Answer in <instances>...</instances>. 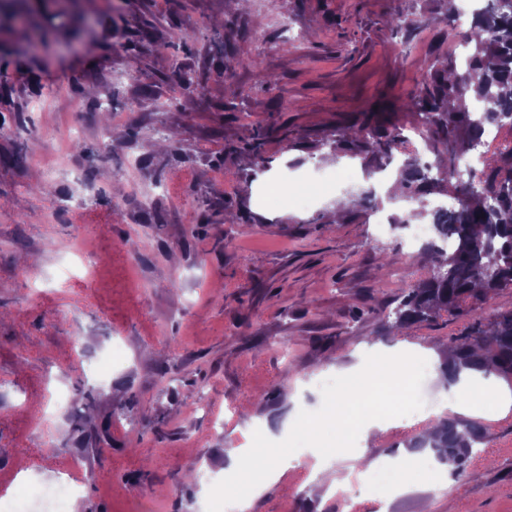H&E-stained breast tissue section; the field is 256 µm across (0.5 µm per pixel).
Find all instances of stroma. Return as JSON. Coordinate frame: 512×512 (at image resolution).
Returning a JSON list of instances; mask_svg holds the SVG:
<instances>
[{
  "label": "stroma",
  "instance_id": "stroma-1",
  "mask_svg": "<svg viewBox=\"0 0 512 512\" xmlns=\"http://www.w3.org/2000/svg\"><path fill=\"white\" fill-rule=\"evenodd\" d=\"M398 2L33 0L26 29L0 14V470L22 446L72 448L63 467L32 458L20 495L69 476L72 512H206L204 474L229 476L230 451L254 431L286 438L300 410L321 407L317 378L343 375L363 346L404 341L445 356L462 323L383 327L425 265L403 230H376L403 199L381 193L380 211L337 215V196L370 182L360 157L334 159L324 145L376 110L415 124L404 105L424 61L454 51L439 25L391 29ZM174 24L187 42L171 48ZM178 64L203 89L188 108ZM78 81L111 100L108 123L82 105ZM70 124L80 146L61 135ZM256 127L267 183L236 151ZM159 129L174 150L158 148ZM346 169L353 178L319 191L312 209L290 201L308 178ZM66 199L79 200L77 214L49 216ZM79 225L108 261L91 300L80 294ZM132 236L134 270L117 250ZM111 340L125 355L99 386L87 366ZM62 391L66 416L54 408ZM87 415L107 427L104 456L74 447ZM484 425L487 447L450 490L417 467L414 490L388 512H512V413ZM314 463L304 452L249 512H370L357 491L310 490Z\"/></svg>",
  "mask_w": 512,
  "mask_h": 512
}]
</instances>
